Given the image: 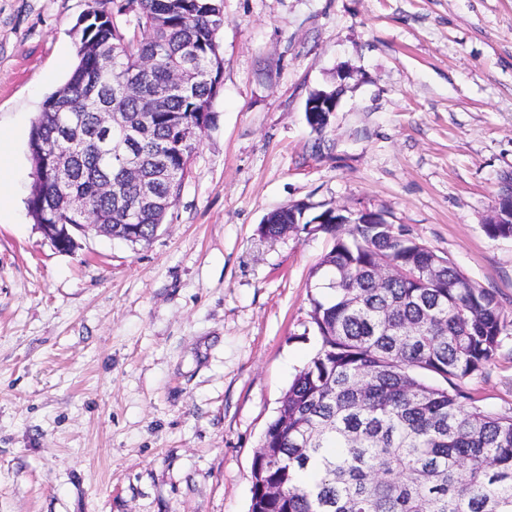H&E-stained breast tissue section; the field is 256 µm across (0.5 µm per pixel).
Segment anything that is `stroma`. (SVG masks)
<instances>
[{
  "mask_svg": "<svg viewBox=\"0 0 512 512\" xmlns=\"http://www.w3.org/2000/svg\"><path fill=\"white\" fill-rule=\"evenodd\" d=\"M212 122L149 244L57 251L27 208L32 124L69 77L89 0H0V512H250L252 463L317 343L322 232L260 226L297 203L381 213L495 290L512 238V0H224ZM336 91L323 133L304 107ZM475 406L512 412V337ZM10 142L7 135L0 136V210L7 204L14 193V181L11 176ZM505 190L506 193L510 195V197L507 198L511 206L510 215L508 217L510 222L505 223L502 219L504 214L501 213L500 203H502L505 198H501L498 206L494 208L491 217L484 226L485 232L493 238H512V187Z\"/></svg>",
  "mask_w": 512,
  "mask_h": 512,
  "instance_id": "1",
  "label": "stroma"
}]
</instances>
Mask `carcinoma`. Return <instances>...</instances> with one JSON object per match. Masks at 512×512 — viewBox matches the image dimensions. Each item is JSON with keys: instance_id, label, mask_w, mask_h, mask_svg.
<instances>
[{"instance_id": "obj_1", "label": "carcinoma", "mask_w": 512, "mask_h": 512, "mask_svg": "<svg viewBox=\"0 0 512 512\" xmlns=\"http://www.w3.org/2000/svg\"><path fill=\"white\" fill-rule=\"evenodd\" d=\"M106 2L77 21L78 63L32 126L28 209L37 224H81L62 204L60 189H73L135 245L167 212L132 209L138 185L112 152L122 134L101 113L138 126L125 151L165 169L156 191L177 201L219 92L223 0ZM187 64L198 79L183 86L175 72ZM157 94L166 111H141ZM106 181L118 193H100ZM309 209L275 210L260 227L266 239L311 229L335 243L311 273L318 348L254 456L250 512H512V414L471 405L466 390L512 331L496 293L400 225H340L331 207L293 223Z\"/></svg>"}]
</instances>
